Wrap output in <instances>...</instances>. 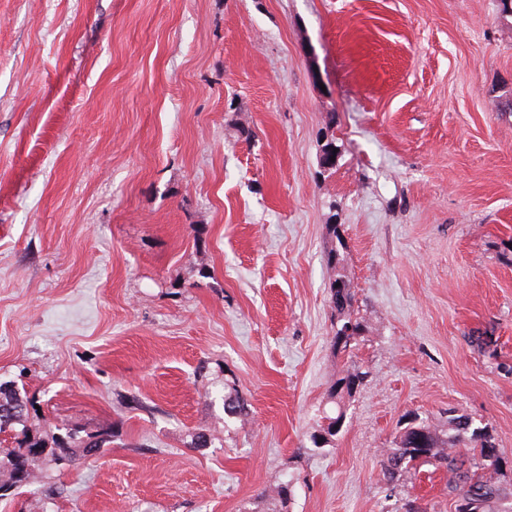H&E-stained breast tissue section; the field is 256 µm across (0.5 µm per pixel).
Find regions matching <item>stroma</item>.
Wrapping results in <instances>:
<instances>
[{"label": "stroma", "instance_id": "1", "mask_svg": "<svg viewBox=\"0 0 512 512\" xmlns=\"http://www.w3.org/2000/svg\"><path fill=\"white\" fill-rule=\"evenodd\" d=\"M511 101L500 0H0V383L113 431L0 512H454L378 463L451 407L512 482ZM333 224L366 378L317 448Z\"/></svg>", "mask_w": 512, "mask_h": 512}]
</instances>
